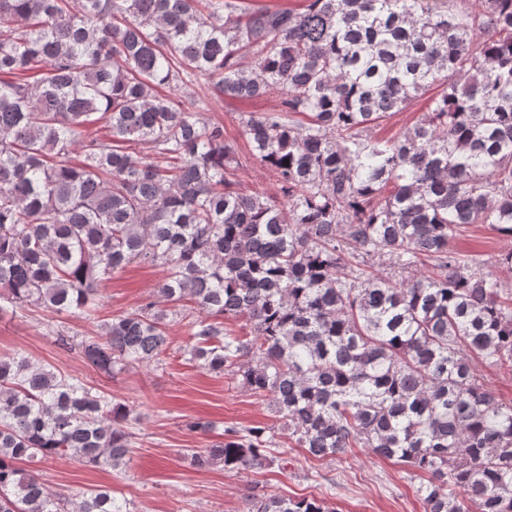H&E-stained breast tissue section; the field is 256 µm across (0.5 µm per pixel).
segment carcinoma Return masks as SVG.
I'll list each match as a JSON object with an SVG mask.
<instances>
[{"mask_svg":"<svg viewBox=\"0 0 512 512\" xmlns=\"http://www.w3.org/2000/svg\"><path fill=\"white\" fill-rule=\"evenodd\" d=\"M0 0V312L94 319L98 285L160 267L155 300L80 343L107 375L183 355L271 399L289 444L368 448L428 474L424 512H512V290L452 240L512 236V0ZM241 112L281 198L243 191L236 144L199 117L194 78ZM393 140L371 129L431 90ZM104 122L107 138L89 136ZM386 258L390 272L374 269ZM243 318L244 336L224 330ZM132 408L0 353V512H131L108 489L50 492L22 460L123 469ZM271 427L227 428L200 468L264 470ZM244 512H329L245 498ZM479 372L497 397L512 399V374L485 366L480 367Z\"/></svg>","mask_w":512,"mask_h":512,"instance_id":"carcinoma-1","label":"carcinoma"}]
</instances>
